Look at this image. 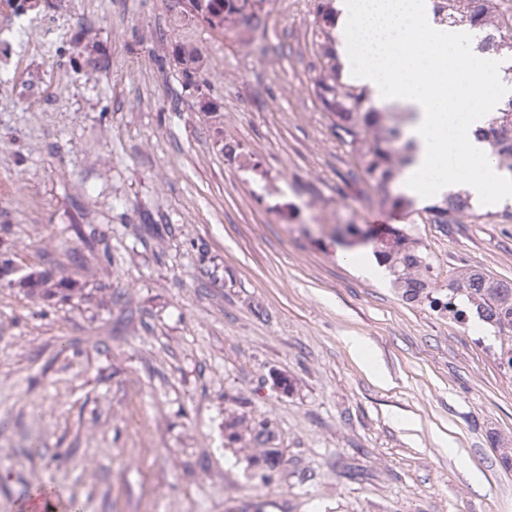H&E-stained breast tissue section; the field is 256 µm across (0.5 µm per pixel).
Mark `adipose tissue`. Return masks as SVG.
I'll list each match as a JSON object with an SVG mask.
<instances>
[{
	"instance_id": "obj_1",
	"label": "adipose tissue",
	"mask_w": 512,
	"mask_h": 512,
	"mask_svg": "<svg viewBox=\"0 0 512 512\" xmlns=\"http://www.w3.org/2000/svg\"><path fill=\"white\" fill-rule=\"evenodd\" d=\"M336 51L349 80L377 107L411 112L413 162L400 192L424 200L463 190L484 208L512 205V173L487 156L477 132L512 97L473 31L440 21L431 0H340Z\"/></svg>"
}]
</instances>
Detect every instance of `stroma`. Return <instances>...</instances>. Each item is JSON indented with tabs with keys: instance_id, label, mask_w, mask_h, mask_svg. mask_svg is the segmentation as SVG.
<instances>
[{
	"instance_id": "stroma-1",
	"label": "stroma",
	"mask_w": 512,
	"mask_h": 512,
	"mask_svg": "<svg viewBox=\"0 0 512 512\" xmlns=\"http://www.w3.org/2000/svg\"><path fill=\"white\" fill-rule=\"evenodd\" d=\"M28 2L42 32L0 44V255L75 290L0 285V512L46 484L80 512H512L496 341L358 261L378 215L439 285L512 281V219L391 207L315 94L317 0L266 6L261 54L178 26L175 0ZM186 41L200 93L169 61ZM232 414L272 424L277 467ZM24 281L23 277L19 278L15 286L22 288L30 298L49 299L56 296L60 290L71 291L73 289L68 279L60 278L58 281L53 282L51 276L44 272H41L40 284L38 285H27L24 284ZM225 428L232 430L231 434L246 436V443L248 447L245 448L251 450V454L248 456L250 461H269V454L272 452L270 448H267L269 443V436L264 431H255L254 427L249 425V420L245 416H234L225 423Z\"/></svg>"
}]
</instances>
